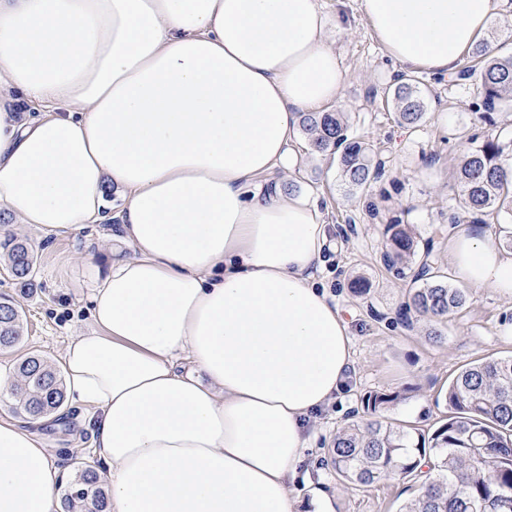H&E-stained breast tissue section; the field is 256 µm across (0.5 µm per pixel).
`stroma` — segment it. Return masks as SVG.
Returning a JSON list of instances; mask_svg holds the SVG:
<instances>
[{
	"instance_id": "obj_1",
	"label": "stroma",
	"mask_w": 512,
	"mask_h": 512,
	"mask_svg": "<svg viewBox=\"0 0 512 512\" xmlns=\"http://www.w3.org/2000/svg\"><path fill=\"white\" fill-rule=\"evenodd\" d=\"M322 5L328 15L342 20L331 38L348 81L335 107L347 113L352 132L379 148L384 169L369 187L352 191L340 178L337 163L312 152L306 137L295 143L301 162L290 181L295 189L314 195L331 226L332 245L324 254L321 277L349 325L356 362L340 396L317 415L316 447L300 467L294 493L299 512H315L323 494L332 512H398L415 492L410 482L384 480L353 490L336 481L328 457L336 430L361 411L364 393L401 389L406 398L386 410L387 420L433 430L448 413L444 395L463 365L512 354V338L500 334L501 325L512 322V302L492 290L469 287L465 306L449 315L441 339L429 338L428 320L405 327L397 312L418 266L406 265L399 274L387 271L381 260L384 226L397 219L410 224L420 246L429 249L433 267L452 275L448 243L458 227L470 223L456 181L466 138L512 139V107L496 110L492 122H485L475 110V86L452 85L422 71L418 77L426 114L418 127L398 124L389 91L402 67L372 35L358 0H322ZM117 230L113 221L58 234L31 224L8 226V234L25 240L37 261L34 285L24 290L0 259V294L24 315L22 341L0 350V374L15 378L18 361L30 353L60 364L71 338L90 325L84 299L89 268L104 264ZM358 276L369 284L360 297L352 292ZM85 417L82 406L68 401L30 426L43 437L66 480L77 467L103 466Z\"/></svg>"
}]
</instances>
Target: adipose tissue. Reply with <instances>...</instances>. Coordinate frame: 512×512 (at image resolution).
<instances>
[{"instance_id":"obj_1","label":"adipose tissue","mask_w":512,"mask_h":512,"mask_svg":"<svg viewBox=\"0 0 512 512\" xmlns=\"http://www.w3.org/2000/svg\"><path fill=\"white\" fill-rule=\"evenodd\" d=\"M495 0H359L386 52L448 74ZM320 0H0V209L79 231L123 206L63 354L109 512H296L315 413L354 345L319 282L330 231L293 172L300 115L342 96ZM36 116H26L27 106ZM466 230L457 279L512 299V251ZM42 438L0 415V512H57Z\"/></svg>"}]
</instances>
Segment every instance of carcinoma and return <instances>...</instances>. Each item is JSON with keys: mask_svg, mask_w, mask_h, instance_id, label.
I'll return each mask as SVG.
<instances>
[{"mask_svg": "<svg viewBox=\"0 0 512 512\" xmlns=\"http://www.w3.org/2000/svg\"><path fill=\"white\" fill-rule=\"evenodd\" d=\"M477 63L462 67L452 81L476 85L485 112L512 100V54L498 56L486 44L476 47ZM397 121L416 127L424 118L418 80L401 75L392 91ZM301 123L316 153L337 157L342 181L361 190L378 179L383 162L362 139L349 132L345 113L303 112ZM512 159L509 145L496 138L471 141L463 153L456 180L473 222L489 217L512 221V185L504 164ZM382 261L389 269L418 255L409 225L398 220L385 225ZM8 266L22 287L32 284L34 256L16 238L0 242ZM424 253L400 317L411 326L423 317L437 324L466 303V296L448 284V277L428 263ZM22 312L9 300L0 301V347L22 340ZM20 384L11 389L15 409L36 420L64 404L59 372L32 354L16 366ZM401 397L398 391H370L362 399L365 418L336 432L331 443L336 480L347 487H366L382 480H415L416 496L399 512H512V355L483 358L464 367L448 385L444 400L448 417L433 431L416 432L385 420V410ZM107 494L90 466L77 469L62 494L63 512H107Z\"/></svg>", "mask_w": 512, "mask_h": 512, "instance_id": "1", "label": "carcinoma"}]
</instances>
